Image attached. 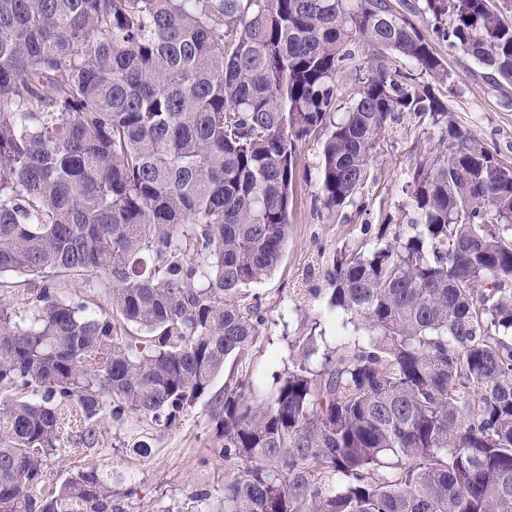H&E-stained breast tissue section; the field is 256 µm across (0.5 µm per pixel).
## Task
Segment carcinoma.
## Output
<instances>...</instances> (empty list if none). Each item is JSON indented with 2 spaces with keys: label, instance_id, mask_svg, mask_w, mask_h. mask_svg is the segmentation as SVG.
<instances>
[{
  "label": "carcinoma",
  "instance_id": "carcinoma-1",
  "mask_svg": "<svg viewBox=\"0 0 512 512\" xmlns=\"http://www.w3.org/2000/svg\"><path fill=\"white\" fill-rule=\"evenodd\" d=\"M497 0H0V512H128L121 471L49 461L93 423L177 427L203 398L224 484L167 512H512V166L454 117L437 46L512 85ZM367 48L353 104L336 74ZM441 129L412 232L325 270L341 344L298 337L269 403L211 392L265 325L297 145L314 203L362 193L382 133ZM102 274L112 312L54 295Z\"/></svg>",
  "mask_w": 512,
  "mask_h": 512
}]
</instances>
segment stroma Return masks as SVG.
<instances>
[{
  "label": "stroma",
  "instance_id": "35a3bbf8",
  "mask_svg": "<svg viewBox=\"0 0 512 512\" xmlns=\"http://www.w3.org/2000/svg\"><path fill=\"white\" fill-rule=\"evenodd\" d=\"M452 75L450 104L465 128L482 138L498 158L512 165V86L500 88L483 67L470 58L446 53ZM439 128L405 117L381 137L372 175L362 194L334 210L313 209L319 194L317 165L322 143L316 139L297 146L299 177L294 186L287 242L277 269L253 291L261 299L267 321L258 336L234 362L226 363L223 376L213 383L222 390L228 377H246L260 399L271 401L274 377L282 373L296 352L298 337L308 335L315 318L326 316L325 297H314L312 289L326 288L323 270L334 251L354 243L372 248L374 235H363L361 225L386 226L388 233H406L402 219L406 201L401 191L409 169L433 156L438 148ZM105 277L88 281L60 279L59 299L88 300L110 311L112 292ZM93 445L76 444L66 459H53V473L95 465L125 473L135 488L130 512H166L169 504L183 501L195 488L224 480V461L213 454L215 438L210 429L208 406L199 402L178 427L165 430L130 418L116 424L99 420ZM148 436L151 449L142 454L132 448L138 437Z\"/></svg>",
  "mask_w": 512,
  "mask_h": 512
}]
</instances>
